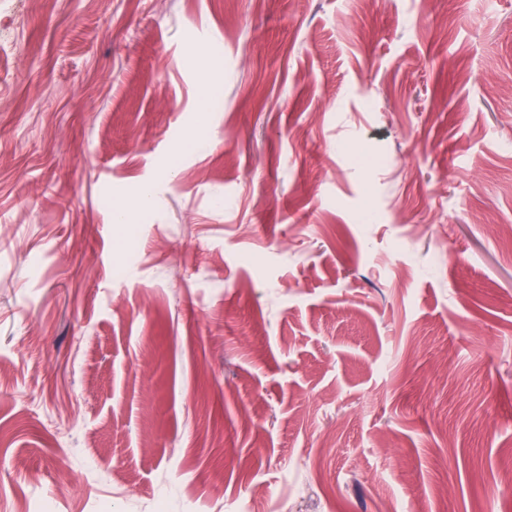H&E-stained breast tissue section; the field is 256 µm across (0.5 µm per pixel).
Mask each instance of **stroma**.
Instances as JSON below:
<instances>
[{
  "label": "stroma",
  "instance_id": "stroma-1",
  "mask_svg": "<svg viewBox=\"0 0 512 512\" xmlns=\"http://www.w3.org/2000/svg\"><path fill=\"white\" fill-rule=\"evenodd\" d=\"M0 512H512V0H0Z\"/></svg>",
  "mask_w": 512,
  "mask_h": 512
}]
</instances>
